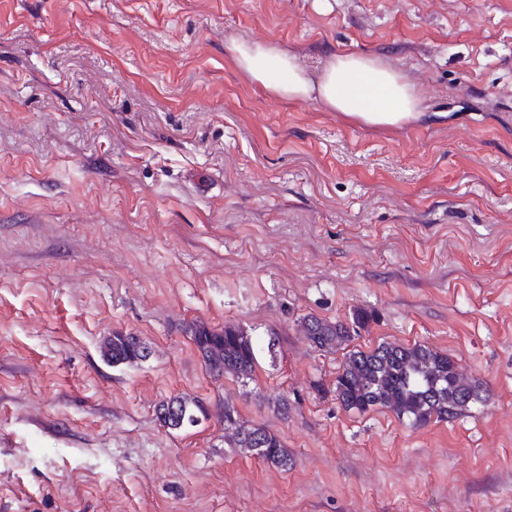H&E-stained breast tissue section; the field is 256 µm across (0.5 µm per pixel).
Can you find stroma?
<instances>
[{
  "label": "stroma",
  "instance_id": "obj_1",
  "mask_svg": "<svg viewBox=\"0 0 512 512\" xmlns=\"http://www.w3.org/2000/svg\"><path fill=\"white\" fill-rule=\"evenodd\" d=\"M238 41L379 58L422 113L272 96ZM507 53L512 0H0V512H512ZM357 309L356 348L426 344L482 402L413 428L318 394L343 354L295 321ZM196 321L279 355L213 375ZM178 394L208 419L163 427ZM228 400L290 470L225 444ZM141 345L143 346L139 347L127 342V339L124 340L118 335H113L103 341L101 351L103 357L112 366L132 365L146 359L149 355L148 352L147 354L143 353L145 350L148 351L146 344L142 341Z\"/></svg>",
  "mask_w": 512,
  "mask_h": 512
}]
</instances>
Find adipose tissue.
Instances as JSON below:
<instances>
[{
  "mask_svg": "<svg viewBox=\"0 0 512 512\" xmlns=\"http://www.w3.org/2000/svg\"><path fill=\"white\" fill-rule=\"evenodd\" d=\"M238 67L272 94L314 99L330 110L369 124H398L420 116L421 94L379 59L352 53L330 57L319 79H311L297 56L259 42L232 46Z\"/></svg>",
  "mask_w": 512,
  "mask_h": 512,
  "instance_id": "ef3b65f1",
  "label": "adipose tissue"
}]
</instances>
